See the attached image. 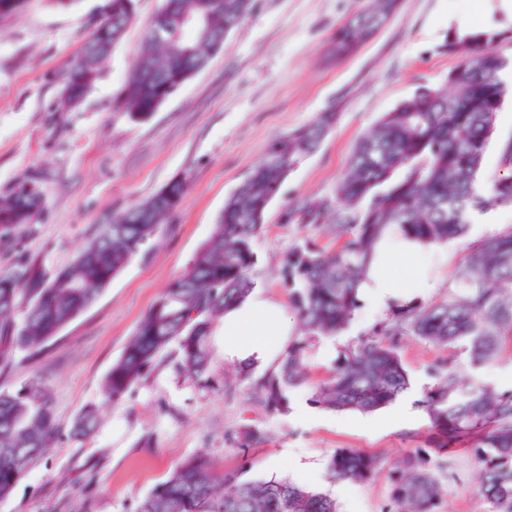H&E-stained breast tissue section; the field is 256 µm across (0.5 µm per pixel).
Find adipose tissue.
Here are the masks:
<instances>
[{
  "mask_svg": "<svg viewBox=\"0 0 512 512\" xmlns=\"http://www.w3.org/2000/svg\"><path fill=\"white\" fill-rule=\"evenodd\" d=\"M431 249L399 235H389L378 248L359 286L360 296L376 310L389 311L411 302L407 284L422 277V258ZM290 329L285 307L261 287L224 312L222 349L225 361L255 368H277L288 346Z\"/></svg>",
  "mask_w": 512,
  "mask_h": 512,
  "instance_id": "adipose-tissue-1",
  "label": "adipose tissue"
}]
</instances>
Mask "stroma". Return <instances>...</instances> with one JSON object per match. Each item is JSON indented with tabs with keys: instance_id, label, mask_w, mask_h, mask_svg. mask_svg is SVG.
<instances>
[{
	"instance_id": "1",
	"label": "stroma",
	"mask_w": 512,
	"mask_h": 512,
	"mask_svg": "<svg viewBox=\"0 0 512 512\" xmlns=\"http://www.w3.org/2000/svg\"><path fill=\"white\" fill-rule=\"evenodd\" d=\"M105 0H27L0 19V195L20 178L36 176L44 208L33 230H20L11 247L0 246V269L25 260L50 270L68 266L96 234L128 206L156 194L171 179L187 180L181 203L158 233L113 279L98 299L59 335L38 363L14 358L0 368V391L42 373L53 391L62 434L31 466L0 512H131L155 482L179 462L204 452L217 472L241 459L226 435L246 426L264 431L248 459L255 479L284 478L324 492L338 512H386L390 474L428 425L419 415L400 426L391 408L365 425L357 411L334 412L313 404L340 347L370 333L380 316L361 307L338 336L312 341L303 383L288 391V406L271 413L253 393L261 375L205 393L178 380L160 354L124 403L103 396V381L122 354L140 318L187 266L211 235L229 194L265 157L279 136L336 109L339 117L320 148L303 158L283 182L254 242L255 283L290 303L279 258L288 247L314 240L333 250L332 227L305 226L290 208L313 197L333 196L351 153L364 133L420 85L443 82L454 57L438 50L453 21L512 30V12L501 0H400L391 21L353 56L327 62L328 39L361 5L360 0H254L223 51L180 85L146 121L132 120L120 105L136 64L147 21L162 0H135V19L102 61L83 102L62 108L63 78L101 17ZM462 247L436 258L432 288L419 304L445 299L463 264ZM410 390L422 395L434 380L431 366L450 364L472 385L512 389V345L472 368L463 346L438 347L419 337H398ZM98 411L96 431L69 438L76 416ZM376 453L381 465L365 482L332 479L330 456L341 449ZM470 456L448 463V491L439 512H487L477 494Z\"/></svg>"
}]
</instances>
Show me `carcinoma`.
I'll list each match as a JSON object with an SVG mask.
<instances>
[{"label":"carcinoma","instance_id":"1","mask_svg":"<svg viewBox=\"0 0 512 512\" xmlns=\"http://www.w3.org/2000/svg\"><path fill=\"white\" fill-rule=\"evenodd\" d=\"M399 0H365L330 38L326 56L341 61L374 38ZM104 13L83 45L85 68L73 66L66 83L86 96L100 62L123 37L134 17V0H106ZM171 13H210V35L195 28L178 40L191 54L143 36L139 62L123 89L130 116L146 120L172 93L177 76L203 69L215 46L253 8V0H163ZM509 39L494 28L462 36L448 31L439 51L457 59L448 79L422 85L398 103L358 143L331 198L310 199L289 211L299 224L331 218L341 245L327 252L309 240L280 256L303 337L288 343L278 370L255 388L265 407L288 404L286 391L305 375L309 342L344 330L360 308L358 287L378 244L392 226L421 245H451L463 239L473 216L512 208V137L499 147V171L478 179L494 134L495 119L512 97ZM338 112H321L309 124L273 141L263 161L227 197L213 233L194 253L138 322L103 386L118 403L142 380L157 356L175 347L174 368L196 388L213 392L224 384L214 371L213 335L224 309L245 297L257 265L254 238L288 174L312 154L336 125ZM37 179L23 177L0 197V244L31 229L43 208ZM184 178L101 225L73 262L53 272L27 259L0 270V365L16 355L39 357L71 322L110 286L164 218L183 199ZM408 333L441 347L465 343L471 366L491 362L502 340L512 337V226L466 245L464 270L448 298L428 306L395 309L373 331L338 350L332 375L313 402L332 411L373 412L395 402L410 385L395 337ZM428 426L393 471L387 512H437L447 491L448 459L469 453L479 472L477 491L489 512H512V389L463 386L440 377L422 400ZM98 425L95 408L81 412L69 436L80 440ZM60 434L53 393L36 374L14 391L0 392V500L7 498L30 465ZM241 455L239 469L219 473L204 454L174 467L140 499L134 512H337L336 501L287 479H248V454L264 440L252 427L231 434ZM380 465L377 454L340 450L331 455L333 476L368 481Z\"/></svg>","mask_w":512,"mask_h":512}]
</instances>
